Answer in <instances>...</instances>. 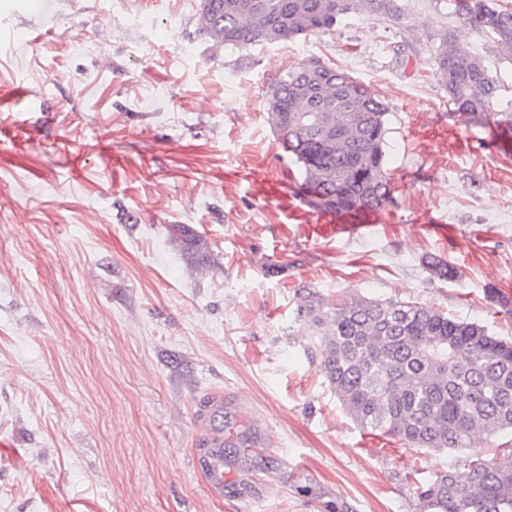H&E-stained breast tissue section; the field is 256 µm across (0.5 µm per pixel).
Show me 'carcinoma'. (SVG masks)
<instances>
[{
  "instance_id": "obj_1",
  "label": "carcinoma",
  "mask_w": 512,
  "mask_h": 512,
  "mask_svg": "<svg viewBox=\"0 0 512 512\" xmlns=\"http://www.w3.org/2000/svg\"><path fill=\"white\" fill-rule=\"evenodd\" d=\"M358 10L402 19L398 0H200L197 24L216 46L249 47L332 28ZM463 26L512 59V11L499 0H458ZM438 79L464 117L492 120L512 139V112L496 110L502 85L485 57L446 29L435 50ZM267 112L282 149L297 164L298 188L320 210L360 215L387 206L392 178L385 160L387 109L344 70L323 63L320 78L300 64L267 91ZM170 240L203 274L215 264L203 234L171 224ZM431 277L457 278L435 255ZM296 321L336 396L364 429L413 448H477L481 436L512 430V343L477 323L418 303L350 298L330 303L299 292ZM420 512H512V459L477 456L417 488Z\"/></svg>"
}]
</instances>
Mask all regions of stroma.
Masks as SVG:
<instances>
[{"label":"stroma","mask_w":512,"mask_h":512,"mask_svg":"<svg viewBox=\"0 0 512 512\" xmlns=\"http://www.w3.org/2000/svg\"><path fill=\"white\" fill-rule=\"evenodd\" d=\"M403 2L397 23L235 48L199 31V0H0V512H419L470 456L358 427L295 322L308 286L512 341L488 296L512 298V140L454 115L436 75L456 0ZM313 57L388 112L393 199L352 235L268 119L271 83ZM172 224L203 234L208 275ZM168 234L182 258L193 270L203 274L213 268L215 261L202 233L190 224H172L169 225ZM422 261L432 278L440 281H452L457 278L456 267L438 256L426 255ZM210 445V457L206 470L214 484L220 486L224 482V440L216 439L210 442Z\"/></svg>","instance_id":"stroma-1"}]
</instances>
